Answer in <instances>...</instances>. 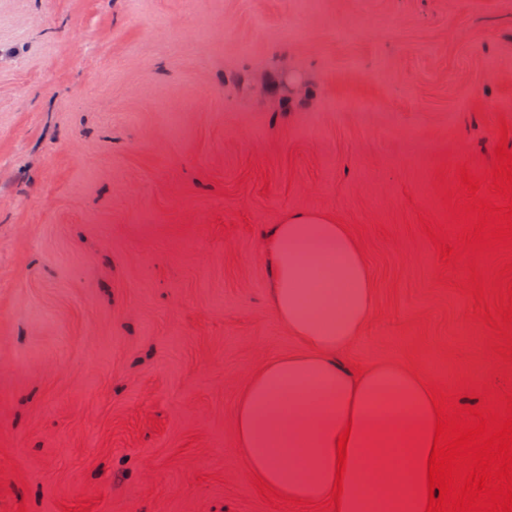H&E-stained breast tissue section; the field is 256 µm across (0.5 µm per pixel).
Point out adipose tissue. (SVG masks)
<instances>
[{
	"mask_svg": "<svg viewBox=\"0 0 512 512\" xmlns=\"http://www.w3.org/2000/svg\"><path fill=\"white\" fill-rule=\"evenodd\" d=\"M266 254L271 304L305 350L267 363L238 404L249 473L278 498L307 503L330 499L342 481L336 512H426L437 415L422 377L394 364L355 377L336 360L372 304L353 239L328 216L294 213L271 227ZM343 432L350 440L341 471Z\"/></svg>",
	"mask_w": 512,
	"mask_h": 512,
	"instance_id": "adipose-tissue-1",
	"label": "adipose tissue"
}]
</instances>
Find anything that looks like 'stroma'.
Masks as SVG:
<instances>
[{
  "instance_id": "35a3bbf8",
  "label": "stroma",
  "mask_w": 512,
  "mask_h": 512,
  "mask_svg": "<svg viewBox=\"0 0 512 512\" xmlns=\"http://www.w3.org/2000/svg\"><path fill=\"white\" fill-rule=\"evenodd\" d=\"M512 126V0H0V512H326L262 493L236 409L303 348L271 225L341 224L370 317L336 354L497 365L461 173Z\"/></svg>"
}]
</instances>
